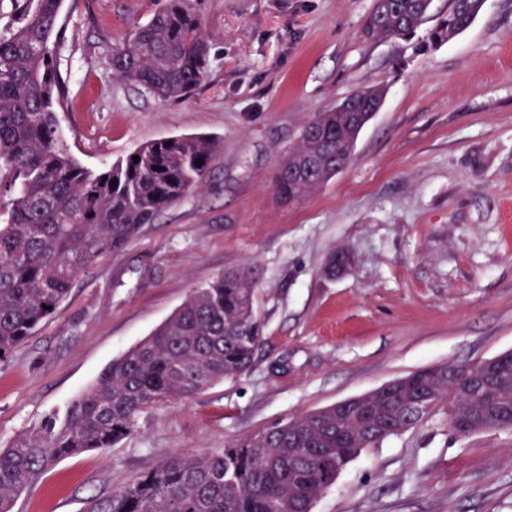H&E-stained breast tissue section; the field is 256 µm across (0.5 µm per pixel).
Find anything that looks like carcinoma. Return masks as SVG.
<instances>
[{
	"label": "carcinoma",
	"mask_w": 512,
	"mask_h": 512,
	"mask_svg": "<svg viewBox=\"0 0 512 512\" xmlns=\"http://www.w3.org/2000/svg\"><path fill=\"white\" fill-rule=\"evenodd\" d=\"M63 0H10L11 22L0 29V361L66 300L78 274L123 252L145 224L202 187L217 158L207 136L149 142L103 170L69 153L57 110L67 89L57 68ZM429 0H383L361 28L367 42L412 34ZM478 0H449L433 32L449 40L467 29ZM209 43L191 0H166L133 27L112 52L116 77L162 100H181L204 80ZM383 92L370 87L309 120L299 144L278 165L274 187L283 203L301 200L347 164L360 130L379 109ZM138 155L139 161L133 160ZM201 164H196V161ZM252 268L230 271L193 290L150 336L112 360L64 415L0 450V512L57 461L110 448L134 430L137 417L162 403L192 398L214 382L250 371L263 343L254 310ZM453 383L419 374L381 398L389 418L403 412L410 389L431 395L433 407L452 400L465 420L460 437L484 424L512 428V370L486 391L460 369ZM358 421L328 411L305 413L220 451H180L127 486L89 503L86 512H299L319 497L355 458L350 434Z\"/></svg>",
	"instance_id": "obj_1"
}]
</instances>
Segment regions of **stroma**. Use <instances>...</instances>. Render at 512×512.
Returning a JSON list of instances; mask_svg holds the SVG:
<instances>
[{
    "instance_id": "1",
    "label": "stroma",
    "mask_w": 512,
    "mask_h": 512,
    "mask_svg": "<svg viewBox=\"0 0 512 512\" xmlns=\"http://www.w3.org/2000/svg\"><path fill=\"white\" fill-rule=\"evenodd\" d=\"M165 0H63L59 110L98 170L142 144L213 137L204 185L89 267L0 361V448L88 390L190 291L255 268L264 342L245 375L142 412L115 447L61 460L13 512H85L179 450L210 454L414 371L512 351V0H483L441 42L448 0L407 38L360 37L372 0H194L207 74L164 101L118 79L112 52ZM384 90L346 166L301 201L274 175L312 117ZM351 258L329 276L333 251ZM312 512H512V429L457 437L439 406L357 456Z\"/></svg>"
}]
</instances>
